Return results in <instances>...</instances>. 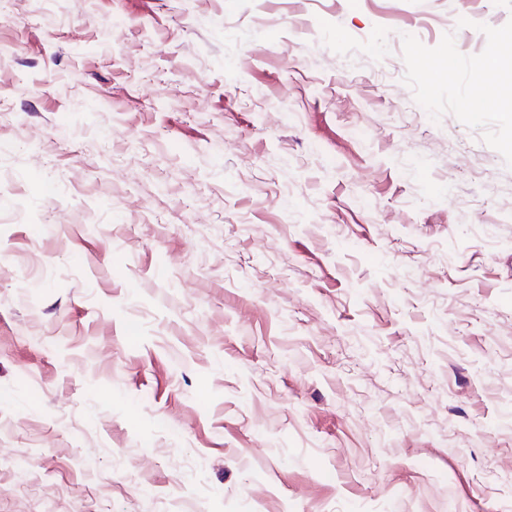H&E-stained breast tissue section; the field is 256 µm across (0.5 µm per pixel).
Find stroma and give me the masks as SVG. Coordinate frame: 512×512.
I'll use <instances>...</instances> for the list:
<instances>
[{
  "label": "stroma",
  "instance_id": "35a3bbf8",
  "mask_svg": "<svg viewBox=\"0 0 512 512\" xmlns=\"http://www.w3.org/2000/svg\"><path fill=\"white\" fill-rule=\"evenodd\" d=\"M509 32L15 0L0 512H512V62L472 74Z\"/></svg>",
  "mask_w": 512,
  "mask_h": 512
}]
</instances>
